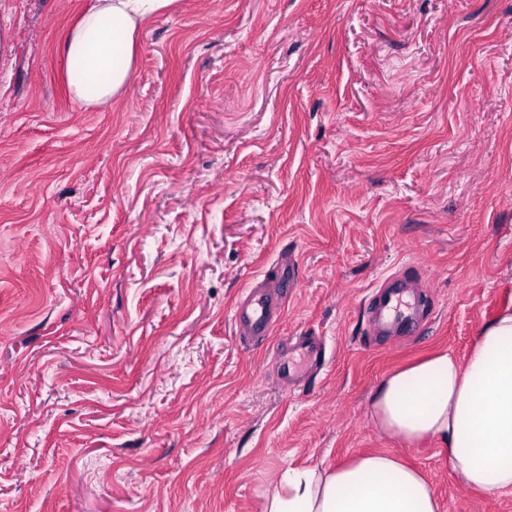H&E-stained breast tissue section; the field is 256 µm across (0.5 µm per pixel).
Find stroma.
Returning a JSON list of instances; mask_svg holds the SVG:
<instances>
[{"mask_svg":"<svg viewBox=\"0 0 512 512\" xmlns=\"http://www.w3.org/2000/svg\"><path fill=\"white\" fill-rule=\"evenodd\" d=\"M88 2L0 0V512H262L285 469L383 451L441 512H512L369 419L512 307V0H179L105 109L61 78ZM400 272L426 321L373 334ZM278 315V307L268 294L251 291L235 309V323L245 336L264 340L270 336ZM325 356L324 344L315 336H299L295 344L289 343L288 358L280 364L282 378H295L299 373L317 367Z\"/></svg>","mask_w":512,"mask_h":512,"instance_id":"stroma-1","label":"stroma"}]
</instances>
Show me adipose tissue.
I'll return each mask as SVG.
<instances>
[{
	"label": "adipose tissue",
	"mask_w": 512,
	"mask_h": 512,
	"mask_svg": "<svg viewBox=\"0 0 512 512\" xmlns=\"http://www.w3.org/2000/svg\"><path fill=\"white\" fill-rule=\"evenodd\" d=\"M175 0H93L60 41L63 79L86 108L109 106L133 73L145 23ZM381 433L417 447L435 443L464 487L512 491V308L487 324L466 362L448 350L389 373L371 401ZM264 512H440L422 473L390 452L325 469H288Z\"/></svg>",
	"instance_id": "ef3b65f1"
}]
</instances>
